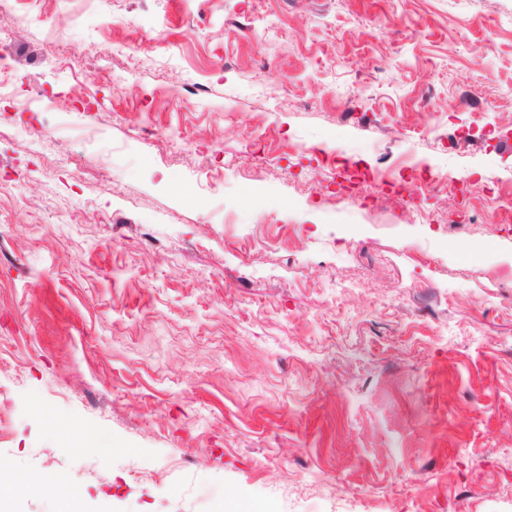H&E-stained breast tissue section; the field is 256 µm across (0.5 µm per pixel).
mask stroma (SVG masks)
<instances>
[{"label": "stroma", "instance_id": "stroma-1", "mask_svg": "<svg viewBox=\"0 0 512 512\" xmlns=\"http://www.w3.org/2000/svg\"><path fill=\"white\" fill-rule=\"evenodd\" d=\"M4 40L0 512H512V0H26Z\"/></svg>", "mask_w": 512, "mask_h": 512}]
</instances>
